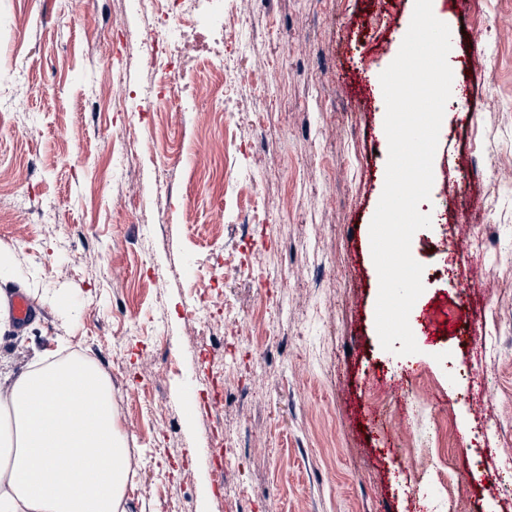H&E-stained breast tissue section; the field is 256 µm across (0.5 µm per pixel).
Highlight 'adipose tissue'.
<instances>
[{
    "label": "adipose tissue",
    "mask_w": 512,
    "mask_h": 512,
    "mask_svg": "<svg viewBox=\"0 0 512 512\" xmlns=\"http://www.w3.org/2000/svg\"><path fill=\"white\" fill-rule=\"evenodd\" d=\"M129 471L98 366L73 358L0 377V512H124Z\"/></svg>",
    "instance_id": "ef3b65f1"
}]
</instances>
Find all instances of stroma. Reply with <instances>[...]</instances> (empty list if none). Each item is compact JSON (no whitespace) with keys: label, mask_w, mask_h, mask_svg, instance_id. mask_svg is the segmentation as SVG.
I'll return each instance as SVG.
<instances>
[{"label":"stroma","mask_w":512,"mask_h":512,"mask_svg":"<svg viewBox=\"0 0 512 512\" xmlns=\"http://www.w3.org/2000/svg\"><path fill=\"white\" fill-rule=\"evenodd\" d=\"M452 34L457 65L411 253L424 291L413 309L455 310L446 336L411 322L418 353L385 351L375 325L378 274L369 226L383 191L388 141L383 95L355 112L365 68L397 56L414 0L369 45L368 0H224L237 17L224 64L237 80L213 86L198 57V109L158 103L150 128L114 103L111 72L130 90L149 81L139 0H0V248L37 311L0 339V372L36 357L80 354L105 372L131 474L126 512H512V494L491 485L500 449L512 448V0H432ZM484 25L471 47L466 31ZM265 85L252 89V79ZM475 111L462 109L467 85ZM238 147L224 169V130ZM138 136L139 157L112 164V140ZM461 193L481 211L491 279L472 280L462 256L439 254L455 233L445 217L450 162ZM56 205V221L41 214ZM263 251L267 282L210 279ZM447 266V277L434 270ZM226 300L225 320L258 314L273 336L257 348L188 318L197 290ZM481 308L495 346L467 339ZM219 347L226 394L214 416L197 405L207 388L201 341ZM172 362L160 369L154 344ZM152 375L149 390L136 378ZM429 380L448 416V460L420 471L407 437L408 392ZM385 415L383 445L367 405ZM222 419L231 455L214 484L209 427ZM463 474L441 494L440 466ZM420 484V495L411 487Z\"/></svg>","instance_id":"35a3bbf8"}]
</instances>
